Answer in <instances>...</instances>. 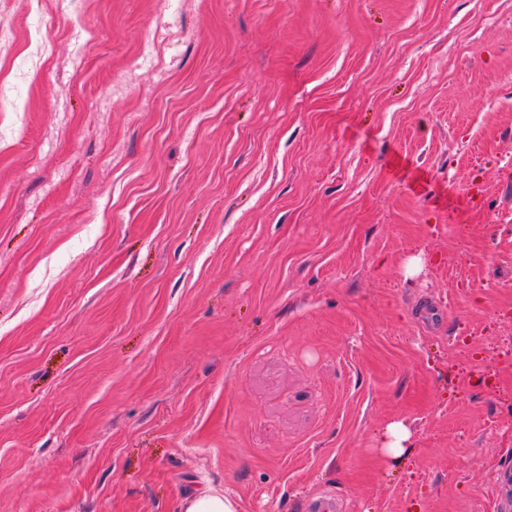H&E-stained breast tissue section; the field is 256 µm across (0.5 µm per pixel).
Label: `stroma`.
<instances>
[{"label":"stroma","mask_w":512,"mask_h":512,"mask_svg":"<svg viewBox=\"0 0 512 512\" xmlns=\"http://www.w3.org/2000/svg\"><path fill=\"white\" fill-rule=\"evenodd\" d=\"M0 57V512H494L512 0H0ZM176 512H240L237 499L209 487L179 500Z\"/></svg>","instance_id":"stroma-1"}]
</instances>
